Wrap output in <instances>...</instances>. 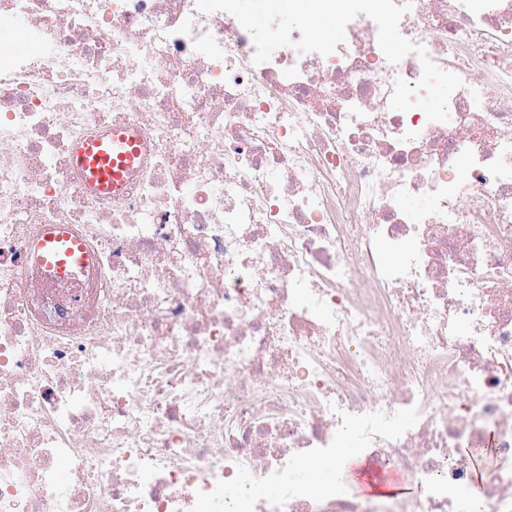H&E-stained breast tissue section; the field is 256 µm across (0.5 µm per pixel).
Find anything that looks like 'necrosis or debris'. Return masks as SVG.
<instances>
[{
	"label": "necrosis or debris",
	"instance_id": "4bbe7bcc",
	"mask_svg": "<svg viewBox=\"0 0 512 512\" xmlns=\"http://www.w3.org/2000/svg\"><path fill=\"white\" fill-rule=\"evenodd\" d=\"M0 30V512H512V0L401 18L462 80L445 122L390 109L421 63L365 15L259 65L196 0H0ZM116 129L106 198L71 159ZM48 224L75 281L24 273ZM34 264L56 279L71 280L90 265L91 255L83 241L63 224L49 225L29 251Z\"/></svg>",
	"mask_w": 512,
	"mask_h": 512
}]
</instances>
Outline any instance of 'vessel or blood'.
<instances>
[{
  "mask_svg": "<svg viewBox=\"0 0 512 512\" xmlns=\"http://www.w3.org/2000/svg\"><path fill=\"white\" fill-rule=\"evenodd\" d=\"M138 155L136 141L121 131L81 143L74 151L73 163L91 185L103 195L119 190L124 176ZM29 255L34 264L57 279L71 280L91 262L83 241L61 224L45 228Z\"/></svg>",
  "mask_w": 512,
  "mask_h": 512,
  "instance_id": "obj_1",
  "label": "vessel or blood"
}]
</instances>
